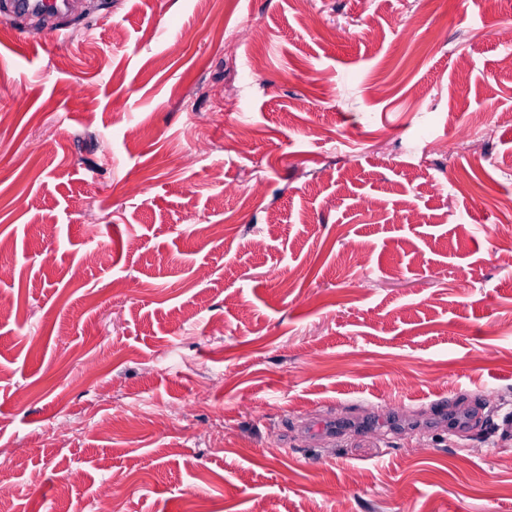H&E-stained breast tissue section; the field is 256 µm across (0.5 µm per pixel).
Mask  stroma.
I'll return each instance as SVG.
<instances>
[{
  "label": "stroma",
  "instance_id": "stroma-1",
  "mask_svg": "<svg viewBox=\"0 0 512 512\" xmlns=\"http://www.w3.org/2000/svg\"><path fill=\"white\" fill-rule=\"evenodd\" d=\"M312 8L0 18L13 512H512V0Z\"/></svg>",
  "mask_w": 512,
  "mask_h": 512
}]
</instances>
